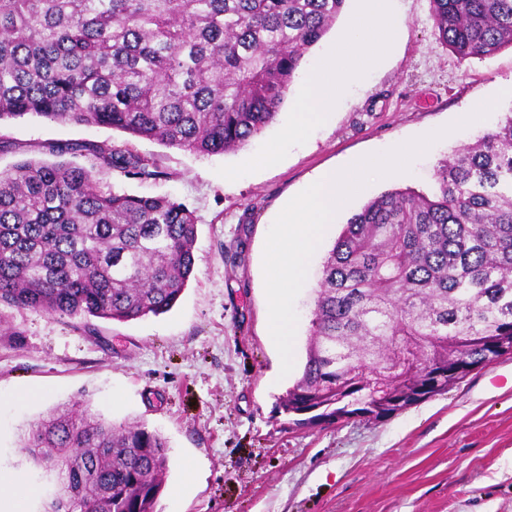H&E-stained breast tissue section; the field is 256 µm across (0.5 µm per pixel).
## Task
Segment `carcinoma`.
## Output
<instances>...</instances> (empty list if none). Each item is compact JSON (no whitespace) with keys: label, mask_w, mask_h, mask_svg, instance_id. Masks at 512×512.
Segmentation results:
<instances>
[{"label":"carcinoma","mask_w":512,"mask_h":512,"mask_svg":"<svg viewBox=\"0 0 512 512\" xmlns=\"http://www.w3.org/2000/svg\"><path fill=\"white\" fill-rule=\"evenodd\" d=\"M346 0H0V122L106 126L198 155L272 124ZM462 60L512 47V0H430ZM90 166L0 172V305L128 322L168 312L195 270L197 221L168 197L100 189L99 165L154 175L118 148ZM435 190L391 189L346 221L323 262L288 424L378 420L371 373L405 405L448 392L453 353L512 340V112L443 162ZM23 448L69 497L57 512H156L169 446L138 422L55 408Z\"/></svg>","instance_id":"1"}]
</instances>
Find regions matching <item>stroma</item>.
<instances>
[{
	"instance_id": "1",
	"label": "stroma",
	"mask_w": 512,
	"mask_h": 512,
	"mask_svg": "<svg viewBox=\"0 0 512 512\" xmlns=\"http://www.w3.org/2000/svg\"><path fill=\"white\" fill-rule=\"evenodd\" d=\"M396 34L382 63L350 83L332 117L291 137L293 85L276 122L237 152L202 156L95 125L39 117L0 124V170L22 161L89 164L111 146L150 160L154 177L100 166L103 190L167 196L198 224L195 272L173 309L131 322L0 307V471L20 475L25 512H43L47 472L22 436L52 409L87 402L137 421L171 447L157 512H512V356L392 417L289 427L275 411L306 360L324 252L347 218L390 189L429 191L440 162L512 111V47L459 61L432 32L429 0H389ZM409 172L375 179L339 213L295 302V372L269 337L263 252L285 205L326 169H343L461 119ZM183 486L172 499L175 486Z\"/></svg>"
}]
</instances>
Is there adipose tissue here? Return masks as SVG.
Listing matches in <instances>:
<instances>
[{"label": "adipose tissue", "instance_id": "obj_1", "mask_svg": "<svg viewBox=\"0 0 512 512\" xmlns=\"http://www.w3.org/2000/svg\"><path fill=\"white\" fill-rule=\"evenodd\" d=\"M365 2V8L349 20L335 52L308 74L296 103L298 127L325 123L345 84L358 79L366 65L378 63L389 51L395 28L387 0Z\"/></svg>", "mask_w": 512, "mask_h": 512}]
</instances>
